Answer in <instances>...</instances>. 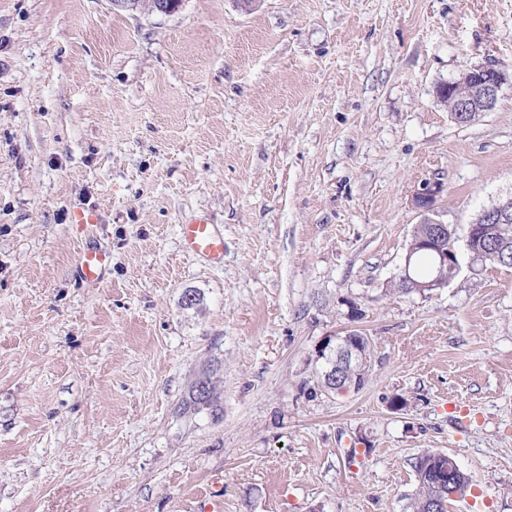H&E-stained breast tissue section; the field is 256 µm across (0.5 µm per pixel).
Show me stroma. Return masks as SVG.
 <instances>
[{
	"label": "stroma",
	"mask_w": 512,
	"mask_h": 512,
	"mask_svg": "<svg viewBox=\"0 0 512 512\" xmlns=\"http://www.w3.org/2000/svg\"><path fill=\"white\" fill-rule=\"evenodd\" d=\"M476 64L512 71V0H0V512H408L427 449L450 512H512V269L389 292L426 184L461 231L512 193V88L436 94ZM350 330L366 386L308 397ZM140 0H110L115 11H138L147 9L151 14L171 15L178 11L182 0H149L144 8L139 7ZM505 85L512 86V74L508 75L493 65H473L442 89L443 94H446L447 89L448 93L454 92L453 96L465 90L464 96L458 98L456 103L455 98L448 95L443 96L442 100L448 106V112L455 106L452 117L459 124L466 123L469 112H472L471 123L480 116V112L494 109ZM180 234L187 252L204 255L215 261L224 257V237L206 217L201 216L181 224ZM109 257L104 250H87L79 255L77 269L85 280L95 281L99 279ZM414 470L417 489L408 505L411 512H430L435 499L444 498L443 492L447 488L459 490L462 498L470 487L469 478L460 470L455 460L444 452L424 451L416 457Z\"/></svg>",
	"instance_id": "stroma-1"
}]
</instances>
